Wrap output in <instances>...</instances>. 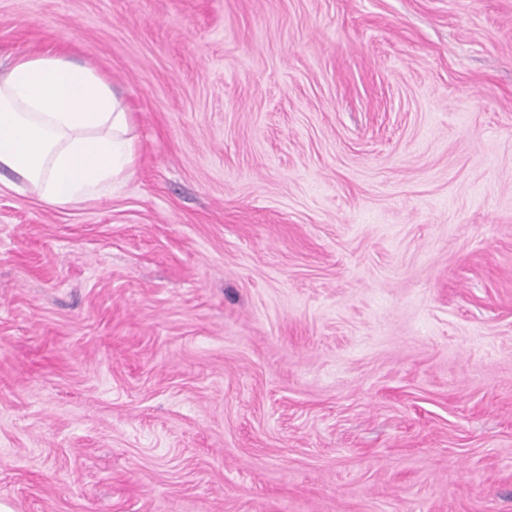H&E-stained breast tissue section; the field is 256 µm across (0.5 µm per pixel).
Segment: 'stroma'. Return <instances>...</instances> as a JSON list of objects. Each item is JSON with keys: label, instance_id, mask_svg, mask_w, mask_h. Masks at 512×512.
Here are the masks:
<instances>
[{"label": "stroma", "instance_id": "obj_1", "mask_svg": "<svg viewBox=\"0 0 512 512\" xmlns=\"http://www.w3.org/2000/svg\"><path fill=\"white\" fill-rule=\"evenodd\" d=\"M46 51L136 162L0 183V500L512 512V0H0Z\"/></svg>", "mask_w": 512, "mask_h": 512}]
</instances>
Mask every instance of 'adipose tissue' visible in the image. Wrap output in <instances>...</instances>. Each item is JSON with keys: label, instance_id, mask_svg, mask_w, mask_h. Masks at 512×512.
Listing matches in <instances>:
<instances>
[{"label": "adipose tissue", "instance_id": "obj_1", "mask_svg": "<svg viewBox=\"0 0 512 512\" xmlns=\"http://www.w3.org/2000/svg\"><path fill=\"white\" fill-rule=\"evenodd\" d=\"M130 114L93 68L49 53L15 58L0 74V170L48 204L100 196L135 159Z\"/></svg>", "mask_w": 512, "mask_h": 512}]
</instances>
